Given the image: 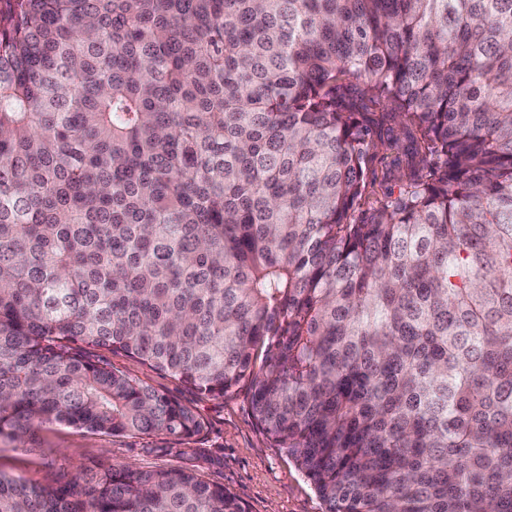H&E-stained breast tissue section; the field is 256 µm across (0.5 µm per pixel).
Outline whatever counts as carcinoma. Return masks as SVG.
<instances>
[{
  "label": "carcinoma",
  "mask_w": 512,
  "mask_h": 512,
  "mask_svg": "<svg viewBox=\"0 0 512 512\" xmlns=\"http://www.w3.org/2000/svg\"><path fill=\"white\" fill-rule=\"evenodd\" d=\"M91 348L245 391L326 512H512V0H0V440L202 431ZM0 512L247 509L122 463Z\"/></svg>",
  "instance_id": "cac0c4a2"
}]
</instances>
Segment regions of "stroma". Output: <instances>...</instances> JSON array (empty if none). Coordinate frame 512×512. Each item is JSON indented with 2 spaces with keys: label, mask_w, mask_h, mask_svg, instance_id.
Here are the masks:
<instances>
[{
  "label": "stroma",
  "mask_w": 512,
  "mask_h": 512,
  "mask_svg": "<svg viewBox=\"0 0 512 512\" xmlns=\"http://www.w3.org/2000/svg\"><path fill=\"white\" fill-rule=\"evenodd\" d=\"M101 358L196 414L203 431L196 456L174 454L169 436L155 432L115 437L64 424H43L23 442L0 441V471L36 485L62 483L82 464L130 463L142 469L196 467L205 481L223 485L247 512H325L312 485L291 458L267 439L253 419L245 393L214 398L123 353Z\"/></svg>",
  "instance_id": "obj_1"
}]
</instances>
